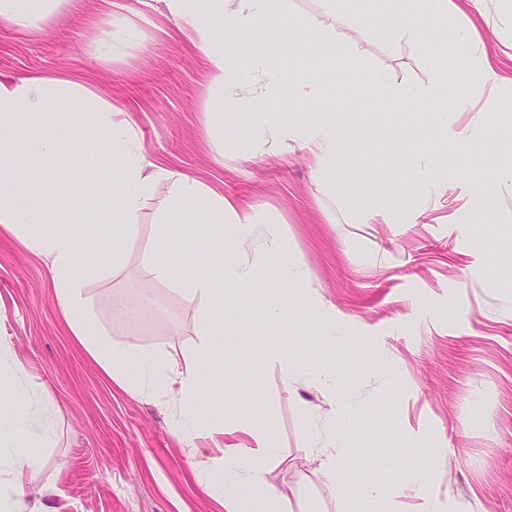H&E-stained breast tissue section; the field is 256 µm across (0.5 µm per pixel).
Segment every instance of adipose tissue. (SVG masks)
I'll list each match as a JSON object with an SVG mask.
<instances>
[{"instance_id":"ef3b65f1","label":"adipose tissue","mask_w":512,"mask_h":512,"mask_svg":"<svg viewBox=\"0 0 512 512\" xmlns=\"http://www.w3.org/2000/svg\"><path fill=\"white\" fill-rule=\"evenodd\" d=\"M63 0H0V22L16 32L36 36L59 16ZM166 13L179 23L203 59L208 87L222 89L220 99L207 98L205 120L223 123L230 134L226 149L235 151L249 145L259 149L294 142L312 161L318 179L335 185L337 172L348 173L356 189L369 185L371 175L362 159L346 151L348 129L336 121L329 88L335 71L321 65L303 79H296L281 61L267 51L268 42L285 35L313 45L335 46L338 30L347 18L363 16L370 0H327L334 5L330 14H296L287 0H164ZM385 26L383 34L399 41L421 38L423 19L444 22L446 38L430 52L432 77L422 84L394 83L386 72L366 71L375 92L394 101L403 110H424L426 127L410 135L420 145L406 164L411 180L424 196H431L461 171L467 148L485 141L481 115L496 101L512 93V77L492 57L480 21L496 16L498 29L512 32V0H379ZM152 0H95L90 23L97 35L94 53L112 60L122 51L121 34L139 32L141 25H154ZM224 26L250 33L254 49L240 58L224 48L214 30ZM291 94L297 105L287 118L265 111L264 106L282 94ZM57 101L73 104L87 116L78 138L62 141L42 132L49 106ZM132 105L114 101L108 84L93 71L38 73L24 78L0 77V226L17 235L23 243L44 256L53 274L59 306L74 336L112 380L124 388L174 389L179 420L178 431L194 432L199 423L215 431L233 424L217 401H204L200 392L204 371L223 344L210 340L213 327L233 335L227 322H216L213 307L224 302V289L231 286L257 292L263 275L287 286L290 303L267 302L264 316L287 326L296 334L300 306L316 304L310 291L307 270L286 258L287 244L281 224L272 220L262 205L240 204L235 198L197 178L149 161L136 133ZM26 138H18L19 127ZM88 149L103 152L112 171L109 179L86 169L73 170L69 179L55 183V190L78 196L95 186L103 205L97 223L113 227L106 246L113 272H120L128 235L141 220L145 203L160 198V228L179 223L192 214L198 223L227 228L228 236H216L205 246L206 257L215 270L191 279L181 278L175 268L151 249L140 256L146 275L175 287L200 311V343L196 361L186 368L160 364L152 358H138L133 348L107 346L89 339L83 324L84 277L80 273L89 256L80 230L71 216L50 215L41 197L31 193L18 176L23 158L49 157L63 151ZM50 225L47 233L39 225ZM260 240L257 255H243V247ZM254 446H224L214 464L224 473L233 492L224 499L225 512H291L271 480L279 465L275 448L264 437L261 419L248 422ZM51 440L50 425L38 418L31 401L16 405L8 430L0 429V475L11 483L23 484L36 473L42 460L36 451Z\"/></svg>"}]
</instances>
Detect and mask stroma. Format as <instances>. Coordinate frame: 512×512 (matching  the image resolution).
Returning a JSON list of instances; mask_svg holds the SVG:
<instances>
[{"label": "stroma", "instance_id": "1", "mask_svg": "<svg viewBox=\"0 0 512 512\" xmlns=\"http://www.w3.org/2000/svg\"><path fill=\"white\" fill-rule=\"evenodd\" d=\"M92 7V0H74L62 23L35 38L0 23V76L100 73L116 100L136 107L149 159L276 213L289 254L336 314L334 338L324 336L313 311L304 335L292 336L266 321L249 294L226 291L242 334L225 342L202 387L222 398L226 414L268 421L280 459L272 473L279 492L312 512H365L366 503L346 493L349 485L377 487L391 512H512V265L496 255L498 243L512 239V197L480 210L472 196L476 178L512 162L503 146L512 131L499 113H484L488 150L427 205L404 167L415 150L404 131L423 125L425 114L401 112L367 87H347L356 59L398 83L428 81L442 25L429 24L420 43L409 44L354 19L330 54L337 120L396 131L380 145L348 140L347 150L409 199L392 223L350 224L314 178L306 150L247 161L225 153L222 126L205 134L204 64L174 22L144 27L108 65L89 43ZM73 167L111 175L90 153L61 162L34 157L24 170L61 181ZM158 206L147 202L122 274L86 273L84 323L107 344L183 367L194 362L200 343L199 308L143 274L140 254L154 248L183 277H194L208 269L201 246L210 229L187 215L160 232ZM118 296L125 308L113 306ZM0 341L25 364L52 411V444L40 451L44 466L24 485L39 512H225L229 488L212 460L224 445L250 446L253 437L203 429L186 439L174 428L167 392L148 396L112 382L61 315L47 263L1 229ZM269 343L299 351L295 385L262 357ZM323 365L334 372L335 388L321 385ZM242 387L253 391L251 401L240 402ZM345 410L352 422L330 485L304 455L331 438ZM419 455L435 465L426 500L397 478L414 469Z\"/></svg>", "mask_w": 512, "mask_h": 512}]
</instances>
